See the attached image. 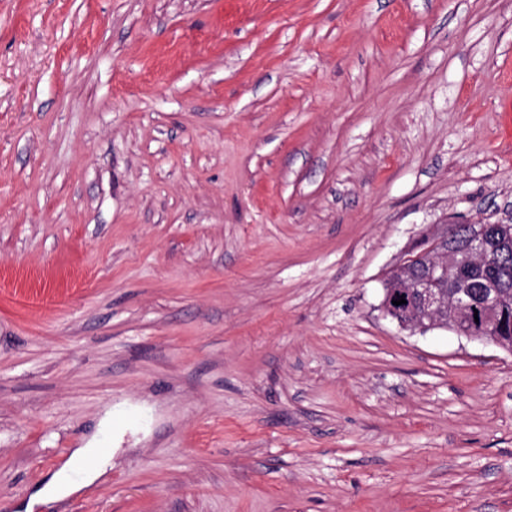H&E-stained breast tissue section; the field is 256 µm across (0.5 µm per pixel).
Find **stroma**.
Here are the masks:
<instances>
[{
    "instance_id": "35a3bbf8",
    "label": "stroma",
    "mask_w": 512,
    "mask_h": 512,
    "mask_svg": "<svg viewBox=\"0 0 512 512\" xmlns=\"http://www.w3.org/2000/svg\"><path fill=\"white\" fill-rule=\"evenodd\" d=\"M460 222L512 0H0V512H512V352L380 309ZM112 451L108 448H78L74 451L69 461V470L80 472L81 481L93 482L110 464ZM92 461L90 466L83 467L85 461Z\"/></svg>"
}]
</instances>
